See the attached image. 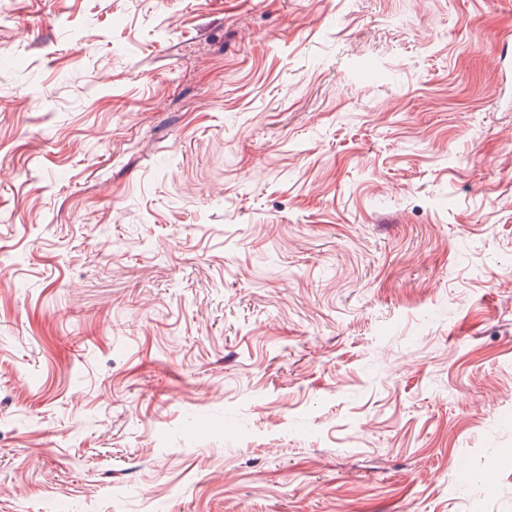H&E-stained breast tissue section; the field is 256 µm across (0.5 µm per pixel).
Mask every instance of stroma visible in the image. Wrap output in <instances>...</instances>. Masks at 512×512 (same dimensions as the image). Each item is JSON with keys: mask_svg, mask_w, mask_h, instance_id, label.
<instances>
[{"mask_svg": "<svg viewBox=\"0 0 512 512\" xmlns=\"http://www.w3.org/2000/svg\"><path fill=\"white\" fill-rule=\"evenodd\" d=\"M512 512V0H0V512Z\"/></svg>", "mask_w": 512, "mask_h": 512, "instance_id": "obj_1", "label": "stroma"}]
</instances>
